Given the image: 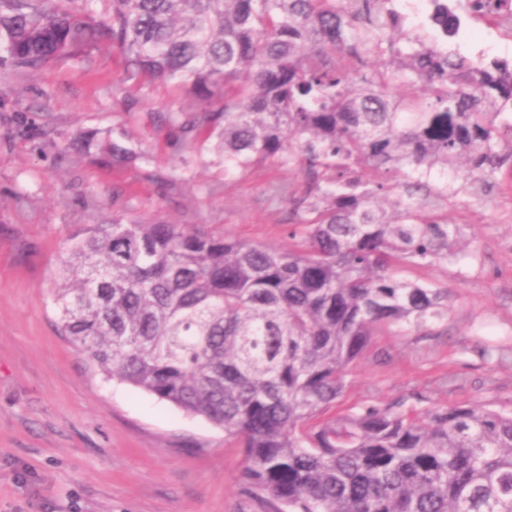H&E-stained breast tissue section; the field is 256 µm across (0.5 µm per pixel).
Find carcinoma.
Here are the masks:
<instances>
[{
    "label": "carcinoma",
    "mask_w": 512,
    "mask_h": 512,
    "mask_svg": "<svg viewBox=\"0 0 512 512\" xmlns=\"http://www.w3.org/2000/svg\"><path fill=\"white\" fill-rule=\"evenodd\" d=\"M0 0V65L107 40L126 79L194 96L229 170L298 168L288 247L112 217L68 238L57 327L105 375L224 429L265 512H512V408L336 405L379 333L448 322V209L512 159V62L427 45L393 0ZM458 33L460 7L430 17ZM421 94L395 96L396 85ZM76 147L130 158L118 140Z\"/></svg>",
    "instance_id": "carcinoma-1"
}]
</instances>
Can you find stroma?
<instances>
[{
    "label": "stroma",
    "mask_w": 512,
    "mask_h": 512,
    "mask_svg": "<svg viewBox=\"0 0 512 512\" xmlns=\"http://www.w3.org/2000/svg\"><path fill=\"white\" fill-rule=\"evenodd\" d=\"M468 57L512 62V42L477 17L454 41ZM195 99L159 80H126L99 47L35 74L0 70V512H261L240 483L244 457L224 431L109 379L55 327L50 288L69 236L123 214L284 246L297 168L224 170L206 131L181 134ZM123 138L116 163L69 145ZM455 257L414 277L446 283L447 324L432 335L373 337L326 418L372 399L404 408L512 406V199H457Z\"/></svg>",
    "instance_id": "stroma-1"
}]
</instances>
